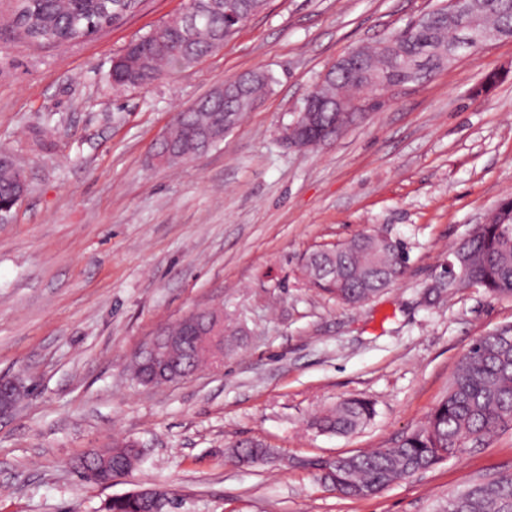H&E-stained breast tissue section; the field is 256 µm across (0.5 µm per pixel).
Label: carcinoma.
Segmentation results:
<instances>
[{"instance_id":"carcinoma-1","label":"carcinoma","mask_w":512,"mask_h":512,"mask_svg":"<svg viewBox=\"0 0 512 512\" xmlns=\"http://www.w3.org/2000/svg\"><path fill=\"white\" fill-rule=\"evenodd\" d=\"M226 0H192L191 10L199 24L192 25L179 13L150 33L130 41L121 51L123 63L111 73L112 84L149 86L169 73L196 63L213 53L239 32L251 17L265 10L267 0H241L236 19L225 15ZM144 0H15L11 16L24 17L16 27L19 37L32 45L52 36L54 44L66 46L80 37L89 38L136 14ZM471 9L489 28L512 33V0H470ZM453 15L440 12L429 20L388 32L371 46L360 48L363 69L387 72L391 60L404 55L443 70L448 61L441 49L450 42L465 46L464 33L452 22ZM274 83L271 74L253 71L247 83L251 99L259 101ZM357 91V85L336 72V79L322 82L324 96L336 90ZM235 104L212 92L177 114L154 152L173 165L208 150L224 138L225 114ZM0 204L8 205L26 186L23 170L6 152H0ZM469 261L462 272L460 288L476 286L498 296H512V223L478 224L466 247ZM407 255L374 248L371 232H362L338 246V251H315L302 267L306 281L347 304L375 296L382 280L394 285L402 277ZM374 413L370 402L350 398L316 417L312 426L322 433L349 435L362 428ZM512 423V328L477 337L459 362L447 396L435 407L426 423L404 436L392 448L351 454L335 462L336 490L359 499L369 488L378 493L396 479L427 470L443 459L461 453L466 442L491 434ZM268 447L258 441L235 446L231 458H261ZM140 459L134 448H111L106 464L123 467ZM451 512H512V472L497 474L445 500ZM106 512H148L144 502L114 497Z\"/></svg>"}]
</instances>
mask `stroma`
Returning <instances> with one entry per match:
<instances>
[{"label":"stroma","mask_w":512,"mask_h":512,"mask_svg":"<svg viewBox=\"0 0 512 512\" xmlns=\"http://www.w3.org/2000/svg\"><path fill=\"white\" fill-rule=\"evenodd\" d=\"M440 0H269L224 47L147 87L115 88L112 58L182 10L147 0L120 26L31 47L0 0V151L29 189L0 223V375L29 388L0 419V512H103L142 485L176 512H435L449 494L512 472V427L368 499L328 490L303 460L389 448L446 396L478 336L512 327V297H427L449 249L512 195V39L461 55L335 140H282L349 49ZM253 69L275 84L207 152L151 159L176 114ZM498 84L481 85L489 73ZM377 231L403 243L401 280L349 305L310 288L306 256ZM218 310L235 341L222 364L163 386L130 366L166 326ZM350 397L373 418L312 428ZM141 445L112 486L73 462L115 440ZM259 440L280 462L239 465Z\"/></svg>","instance_id":"obj_1"}]
</instances>
